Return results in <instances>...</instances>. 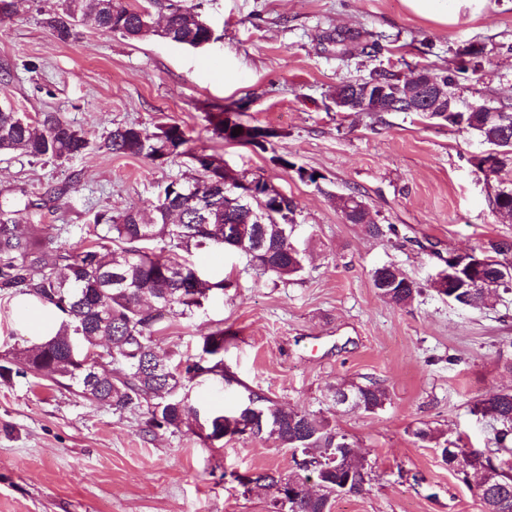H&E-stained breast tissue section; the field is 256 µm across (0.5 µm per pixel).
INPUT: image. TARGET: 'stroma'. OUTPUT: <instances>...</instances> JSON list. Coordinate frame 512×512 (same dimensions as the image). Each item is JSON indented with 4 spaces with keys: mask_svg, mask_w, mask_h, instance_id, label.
Instances as JSON below:
<instances>
[{
    "mask_svg": "<svg viewBox=\"0 0 512 512\" xmlns=\"http://www.w3.org/2000/svg\"><path fill=\"white\" fill-rule=\"evenodd\" d=\"M214 41L182 47L93 28L59 41L45 23L54 0H18L0 21V103L36 118L61 113L94 140L113 127L147 132L180 124L190 150L260 177L292 198L294 241L306 252L301 280L259 274L237 250L194 253L209 279L235 286L193 316H168L156 338L171 360L224 329V368L235 376L190 386L200 412H233L246 390L314 411L346 434L370 477L331 512H481L437 448L415 442L430 425L449 444L495 452V424L470 403L512 388V293L462 308L431 283L449 253L488 240L512 242V217L497 213L471 164L476 134L418 112H340L338 84L385 70L420 69L453 80L461 100L512 112V0H490L476 19L442 26L403 0H199ZM228 107L242 123L278 130L268 151L216 136L207 113ZM319 173L312 184L297 168ZM196 172L189 157L165 163L93 150L65 163L0 156V202L21 204L22 229L58 227L53 247L91 243L100 211L149 210L161 185ZM356 193L378 224L373 237L349 224L336 197ZM422 284L397 307L372 283L381 266ZM31 345L16 326L14 298L0 294V364ZM376 382L390 400L366 412L337 405L336 386ZM145 408L115 411L72 388L0 378V512H273L270 491L237 475L288 474L289 449L271 440L205 442L187 429H146Z\"/></svg>",
    "mask_w": 512,
    "mask_h": 512,
    "instance_id": "obj_1",
    "label": "stroma"
}]
</instances>
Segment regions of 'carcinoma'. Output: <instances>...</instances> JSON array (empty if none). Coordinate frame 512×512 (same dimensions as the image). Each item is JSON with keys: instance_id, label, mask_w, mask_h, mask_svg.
Returning a JSON list of instances; mask_svg holds the SVG:
<instances>
[{"instance_id": "obj_1", "label": "carcinoma", "mask_w": 512, "mask_h": 512, "mask_svg": "<svg viewBox=\"0 0 512 512\" xmlns=\"http://www.w3.org/2000/svg\"><path fill=\"white\" fill-rule=\"evenodd\" d=\"M146 11L126 0H63L61 9L47 13L45 23L62 42L76 38L81 27H93L129 39L159 36L172 43L194 47L206 39V31L196 20L194 7L180 0L167 5L166 25L160 29L144 24ZM216 135L227 142L246 143L252 126L222 111L207 114ZM444 121L470 131L500 151L494 166L476 164L485 179L502 176L512 167V112L496 120L486 112H450ZM240 134L234 136L232 131ZM189 137L173 123L149 134L129 124L113 128L96 146L82 130L58 112H44L31 120L0 106V155L19 153L33 162L67 161L82 157L99 147L110 154L142 157L152 161L191 155L201 176L189 181L173 180L165 185L151 204L154 217L147 221L141 210L129 208L117 214L96 213L92 234L95 242L79 250L52 253L45 240L54 226L41 229L35 238L20 229L14 212L0 206V292L26 296L55 308L62 323L59 333L23 351L17 367L0 365V378L31 372L62 386L75 384L82 396L115 411L146 406L147 425L152 429H179L183 426L206 441L224 439L239 426L259 416L268 422L264 435L286 448L300 449L305 466L283 477L261 474L256 481L272 490L277 512H330L329 494L344 475L336 473L331 455L349 444L348 438L329 427L320 415L286 409L273 399L249 392L247 403L237 412L192 416L188 384L204 376H218L231 384L236 378L224 373V330L201 337L196 356L172 363L156 353L155 338L168 315L191 316L209 295L224 291V280L210 281L196 276L197 270L185 259L194 249L232 248L224 245V225L253 224L263 247L254 249L250 262L263 274L282 281L301 276L305 254L290 239L288 224H255L249 212L226 203L224 172L211 169V155L190 153ZM492 204L498 211L512 212V187H501ZM512 244L487 242L469 256L474 263L473 280L446 292L449 301L460 307L485 306L502 291L512 292ZM373 287L390 303L407 307L421 293L420 285L405 274L396 282L387 269H375ZM103 347L106 358L94 371L69 368L66 347L73 342L83 349ZM355 407L375 412L389 400L378 383L347 386ZM471 412L492 419L497 428L499 450L512 451V391L486 394L473 404ZM416 441L438 450L448 447L445 433L430 427L412 431ZM462 463L457 473L462 482L474 479L483 512H512V472L496 475L485 485L484 473L492 458L482 453L460 450ZM316 474L322 493L316 498L290 497L306 482L302 472Z\"/></svg>"}]
</instances>
